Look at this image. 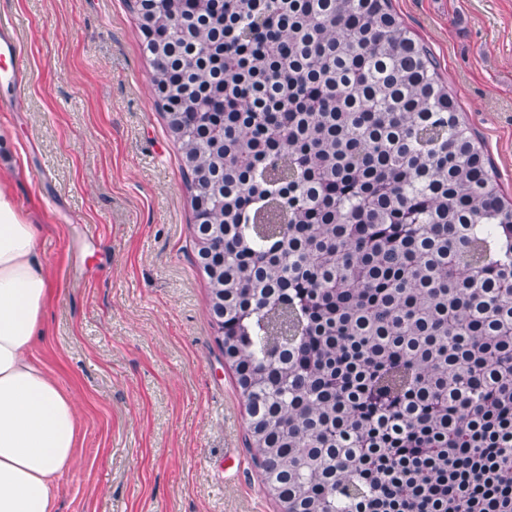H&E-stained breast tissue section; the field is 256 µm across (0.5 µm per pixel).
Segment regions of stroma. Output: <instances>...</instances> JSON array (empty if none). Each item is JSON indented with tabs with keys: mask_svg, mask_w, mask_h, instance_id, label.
<instances>
[{
	"mask_svg": "<svg viewBox=\"0 0 512 512\" xmlns=\"http://www.w3.org/2000/svg\"><path fill=\"white\" fill-rule=\"evenodd\" d=\"M512 199V0H392ZM21 48L0 186L45 230L30 356L76 401L57 512H279L195 263L180 153L125 0H0Z\"/></svg>",
	"mask_w": 512,
	"mask_h": 512,
	"instance_id": "1",
	"label": "stroma"
}]
</instances>
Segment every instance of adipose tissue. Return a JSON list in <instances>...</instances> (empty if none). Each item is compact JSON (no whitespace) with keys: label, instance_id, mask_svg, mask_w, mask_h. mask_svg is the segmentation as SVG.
<instances>
[{"label":"adipose tissue","instance_id":"ef3b65f1","mask_svg":"<svg viewBox=\"0 0 512 512\" xmlns=\"http://www.w3.org/2000/svg\"><path fill=\"white\" fill-rule=\"evenodd\" d=\"M42 231L0 188V512H57L77 444L73 397L29 355L53 296Z\"/></svg>","mask_w":512,"mask_h":512}]
</instances>
